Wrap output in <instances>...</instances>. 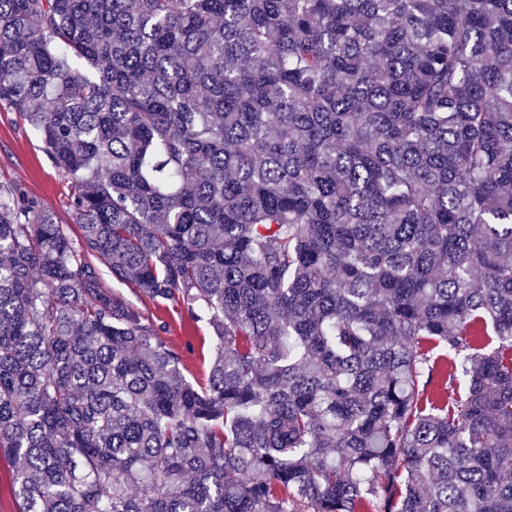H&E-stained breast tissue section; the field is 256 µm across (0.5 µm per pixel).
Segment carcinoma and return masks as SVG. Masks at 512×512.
Here are the masks:
<instances>
[{"label": "carcinoma", "mask_w": 512, "mask_h": 512, "mask_svg": "<svg viewBox=\"0 0 512 512\" xmlns=\"http://www.w3.org/2000/svg\"><path fill=\"white\" fill-rule=\"evenodd\" d=\"M0 102L19 512H512V0H0ZM0 182L53 213L59 224H75L72 180L52 164L42 142L6 103H0ZM104 279L107 286L124 292L134 305L146 309L156 318L165 321L168 328L162 336H165L167 341L184 352L186 377L192 381L205 378L212 334L205 320L198 322L191 320L179 302L166 301L157 305L148 301L141 302L131 293V286L112 279V275L107 271L104 272Z\"/></svg>", "instance_id": "obj_1"}]
</instances>
